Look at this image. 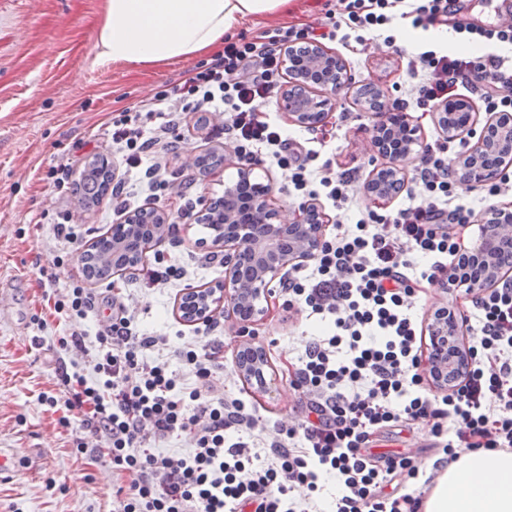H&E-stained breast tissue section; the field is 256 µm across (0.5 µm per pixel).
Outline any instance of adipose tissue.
I'll list each match as a JSON object with an SVG mask.
<instances>
[{
  "label": "adipose tissue",
  "instance_id": "ef3b65f1",
  "mask_svg": "<svg viewBox=\"0 0 512 512\" xmlns=\"http://www.w3.org/2000/svg\"><path fill=\"white\" fill-rule=\"evenodd\" d=\"M289 0H106L96 48L115 64L164 66L204 54L242 21ZM422 512H512V451L459 448L426 491Z\"/></svg>",
  "mask_w": 512,
  "mask_h": 512
}]
</instances>
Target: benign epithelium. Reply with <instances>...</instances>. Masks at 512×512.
Instances as JSON below:
<instances>
[{
	"label": "benign epithelium",
	"instance_id": "1",
	"mask_svg": "<svg viewBox=\"0 0 512 512\" xmlns=\"http://www.w3.org/2000/svg\"><path fill=\"white\" fill-rule=\"evenodd\" d=\"M310 89V77L303 72L289 71V81L280 96V106L292 122L306 124L305 113L294 112L300 106L301 91ZM313 106L322 108L318 125L328 122L335 106L336 78L326 77L314 89ZM438 127L450 139L466 135L474 140L471 148L459 155L454 168L463 175L467 184H479L502 167L512 166V114L502 112L480 125L476 113L469 112L459 126L448 125V112L434 115ZM396 127L408 140L402 153H392L385 132ZM420 140L419 129L410 123L408 115L397 113L390 121L379 126L375 147L380 155L388 159L377 168L365 183V194L377 203L390 200L394 193L382 188L390 185L401 191L405 186L403 160L414 150ZM488 151L500 161L482 166L476 155ZM251 169L241 170L240 180L224 187V195L212 198L198 212L200 223L215 225L217 236L214 244L224 248V283L208 288H190L184 293L182 318L196 324L208 320L212 314L227 308L237 321L247 326L264 315L260 301H269L273 292L272 282L282 283L288 279V270L309 261L321 247L324 239L325 214L316 202H309L298 211L287 216L269 203L270 188L260 183H251ZM249 191L250 204L262 213L260 228L238 222L234 202L238 190ZM485 232L478 244L466 252L467 265L474 266L473 275H464L465 283L471 286L495 287L505 280L503 271L491 264L495 254L505 246H512V208L508 206L489 210L481 217ZM179 227L170 223L169 215L153 206H142L124 213L121 221L112 225V247L119 251L130 236L143 239L145 251L167 240H178ZM429 330L432 344L428 352V368L432 383L445 390L461 378L469 367L470 356L464 346L455 339L458 335L457 319L443 306L435 309L430 318ZM235 368L246 383L258 382L267 387L265 372L272 368L265 348L245 341L237 348Z\"/></svg>",
	"mask_w": 512,
	"mask_h": 512
}]
</instances>
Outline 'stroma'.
Returning <instances> with one entry per match:
<instances>
[{"mask_svg": "<svg viewBox=\"0 0 512 512\" xmlns=\"http://www.w3.org/2000/svg\"><path fill=\"white\" fill-rule=\"evenodd\" d=\"M328 0H292L288 13L265 15L240 25L231 40H252L261 32L291 23L320 21ZM105 0H43L31 10L28 0H0V286L9 288L14 305L0 316V448L9 449L16 464L13 478L0 480V512H113L112 487L116 476L106 454L78 453L75 442L84 432L78 424L63 427L47 403L60 396L56 375L65 354L58 338L76 329L95 333V318L77 322L50 315L39 281L40 267H51L53 243L49 224L65 214L79 224L86 241L106 232L118 218L110 196L92 209L77 197L59 193L54 181L60 158H71L83 169L93 158L115 161L112 152V116L139 105L166 86L184 80L205 57H191L171 67H128L96 60V41L104 17ZM351 77L350 86L336 94L331 118L336 137L320 146L322 159L354 168L370 177L375 118L355 100L357 85L373 83L384 93L414 88L399 81L401 59L367 51L352 54L330 44ZM179 154L166 155L159 164L167 182L158 193V207L168 213L178 208L200 210L205 199L221 196L237 178V157L218 176L205 177L193 167L196 155L214 147H229L224 118L199 125L195 115H182ZM213 232L189 220L180 239L150 251L146 266H175L184 274L172 284L146 287L141 273L115 276L101 282V292L127 298L134 311V329L142 336H166L172 349L200 347L211 338L222 366L216 374L227 395L251 406L267 433H276L279 420L304 412L289 387L304 346L320 334L319 317L288 312L281 293H274L268 309L249 330L262 344L276 369V380L261 391L243 385L234 356L240 325L229 311L214 313V328L185 322L179 297L188 288L213 285L224 279V266L208 261L215 252ZM375 451L419 450L423 459L439 458L424 431L386 428L374 438ZM46 463L37 475L27 468L35 453Z\"/></svg>", "mask_w": 512, "mask_h": 512, "instance_id": "35a3bbf8", "label": "stroma"}]
</instances>
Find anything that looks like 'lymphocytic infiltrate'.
<instances>
[{"instance_id": "obj_1", "label": "lymphocytic infiltrate", "mask_w": 512, "mask_h": 512, "mask_svg": "<svg viewBox=\"0 0 512 512\" xmlns=\"http://www.w3.org/2000/svg\"><path fill=\"white\" fill-rule=\"evenodd\" d=\"M459 0H336L314 25H291L251 41L228 42L193 76L157 92L148 103L112 118V149L123 168L112 173V203L125 211L136 197L125 180L142 168L147 188L156 172L144 157L176 153L181 113L224 111V130L239 161L272 164L288 173L298 204L322 197L336 212L357 194L356 171L314 168L318 153L287 138L263 119L287 69L284 56L298 43L341 41L350 50L381 33V49L405 57L404 82L412 98L384 100L383 112H437L457 90L476 96L488 114L512 113V63L496 46L512 45V25L487 28L458 19ZM451 27L483 54L461 56L433 49L403 53L393 24ZM169 119L152 135L143 125L156 113ZM449 141L425 145L411 175L407 205L379 212L362 210L356 223L336 224L306 275L291 274L283 287L288 308L328 319L326 334L307 341L290 381L308 399L304 418L280 424L279 437L264 442L258 417L243 400L227 397L214 380L219 367L211 344L179 352L181 371L151 359L166 349L164 336H136L123 297H108L73 282L53 302L55 313L102 317L95 337L80 332L60 339L79 371L61 373L62 425L78 419L106 449L119 478L113 488L118 512H318L320 476H335L342 491L335 512H420L421 495L409 481L430 484L411 453L375 454L374 434L385 427L420 423L443 455V467L458 448L512 450V285L467 288L457 313L468 337L471 368L452 388L429 385L422 320L413 309L443 275L454 272L464 250L458 230L474 208L458 204V180L448 161ZM54 266L81 260L86 244L71 215L51 228ZM244 437L232 442L228 432ZM173 436L188 438L184 455L159 447ZM264 446L254 466L252 450Z\"/></svg>"}]
</instances>
